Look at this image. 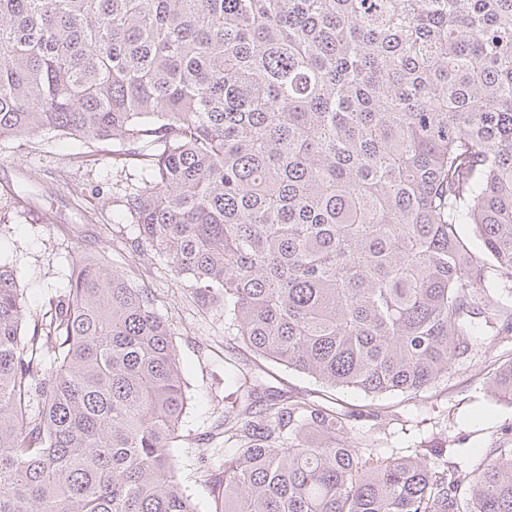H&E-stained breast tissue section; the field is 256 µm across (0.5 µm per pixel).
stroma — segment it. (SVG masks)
Here are the masks:
<instances>
[{
    "instance_id": "35a3bbf8",
    "label": "stroma",
    "mask_w": 512,
    "mask_h": 512,
    "mask_svg": "<svg viewBox=\"0 0 512 512\" xmlns=\"http://www.w3.org/2000/svg\"><path fill=\"white\" fill-rule=\"evenodd\" d=\"M116 142L81 144L40 134L0 145V259L16 269L30 321L49 323L50 302L66 283L74 243L101 258L107 268H125L136 259L140 284L157 297L159 315L174 329L175 344L191 401L182 418L185 437L176 455L179 479L197 512H212L202 481L203 467L224 466L223 454H209L204 441L224 419L244 376L269 393L315 400L359 418L352 438L400 455L457 449L473 465L493 448H512V403L495 396L492 377L512 360V336L500 335L498 321L484 324L482 349L473 359L452 364L447 374L419 396L388 395L379 403L385 418L360 416L370 398L354 388H330L314 378L259 359L239 343L224 321L223 309L195 308L185 283L168 271L155 251L130 254L138 234L125 207L139 168Z\"/></svg>"
}]
</instances>
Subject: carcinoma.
Returning a JSON list of instances; mask_svg holds the SVG:
<instances>
[{"label":"carcinoma","instance_id":"cac0c4a2","mask_svg":"<svg viewBox=\"0 0 512 512\" xmlns=\"http://www.w3.org/2000/svg\"><path fill=\"white\" fill-rule=\"evenodd\" d=\"M41 132L140 158L137 246L327 387L415 396L512 333V0H0V143ZM50 306L0 261V512H196L152 291L79 254ZM238 390L214 512H512V449L388 456Z\"/></svg>","mask_w":512,"mask_h":512}]
</instances>
